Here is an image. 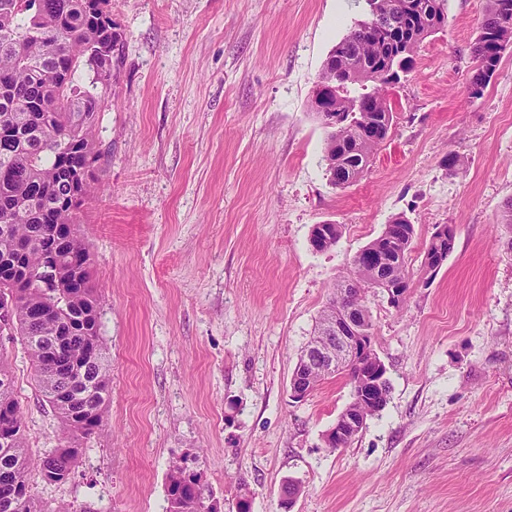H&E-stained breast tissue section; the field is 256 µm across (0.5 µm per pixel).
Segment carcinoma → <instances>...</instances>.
<instances>
[{"mask_svg": "<svg viewBox=\"0 0 512 512\" xmlns=\"http://www.w3.org/2000/svg\"><path fill=\"white\" fill-rule=\"evenodd\" d=\"M111 0H0V320L21 337L39 391L62 425L60 446L32 461L25 448V418L10 371L0 362V429L11 438L0 447V512H51L36 503L28 474L38 469L47 483L67 482L82 453V441L101 430L111 382L108 347L99 333L101 295L90 284L89 254L78 235V213L88 204L89 182L74 206L58 192L60 179L90 174L100 150L95 144L99 99L112 71L95 55L116 51ZM371 18L354 25L329 51L319 80L334 87L326 106L347 113L327 132L324 158L329 183L357 182L389 138L393 112L389 90L414 69L420 43L442 28L445 0H373ZM512 0H489L471 48V84L487 87L505 47L512 43ZM400 33L409 56L397 68L389 36ZM93 77L85 79V72ZM414 225L398 216L366 248L388 255L396 286L410 288L408 254ZM56 235L64 245L51 262L40 239ZM448 242L429 239L421 274L430 281L447 259ZM167 512H216L201 477L173 466L168 473Z\"/></svg>", "mask_w": 512, "mask_h": 512, "instance_id": "cac0c4a2", "label": "carcinoma"}]
</instances>
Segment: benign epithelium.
I'll return each instance as SVG.
<instances>
[{
	"label": "benign epithelium",
	"mask_w": 512,
	"mask_h": 512,
	"mask_svg": "<svg viewBox=\"0 0 512 512\" xmlns=\"http://www.w3.org/2000/svg\"><path fill=\"white\" fill-rule=\"evenodd\" d=\"M319 118L321 125L329 130L339 129L346 122L345 113L332 110L320 112ZM367 264L379 270L385 267L386 261L380 254L358 252L355 267L359 269ZM375 286L395 308L401 306L407 297V291L394 287L388 277L376 279ZM350 364L359 368L355 381V402L361 405L377 404L387 398L384 389L387 368L374 348L373 332L360 325L358 307L341 302L336 317L326 322L322 335L313 337L302 362L294 370L290 381L291 396L302 401L312 395L315 384L310 371L313 368L319 367L327 374L338 372ZM364 423L361 410L342 411L325 435L327 446L332 448L344 444L360 433Z\"/></svg>",
	"instance_id": "obj_1"
}]
</instances>
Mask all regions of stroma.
<instances>
[{"instance_id": "stroma-1", "label": "stroma", "mask_w": 512, "mask_h": 512, "mask_svg": "<svg viewBox=\"0 0 512 512\" xmlns=\"http://www.w3.org/2000/svg\"><path fill=\"white\" fill-rule=\"evenodd\" d=\"M487 0H447L390 93L368 171L330 185L309 110L329 50L364 0H111L120 45L80 214L112 366L103 429L72 478L29 482L51 512H165L185 457L222 512H512V45L482 97L470 48ZM457 155L449 170V155ZM419 271L436 225L452 253L405 303L368 302L389 400L351 444L326 431L344 378L305 400L290 379L338 276L395 216ZM343 225L313 251L314 225ZM32 458L57 447L20 339L0 336Z\"/></svg>"}]
</instances>
